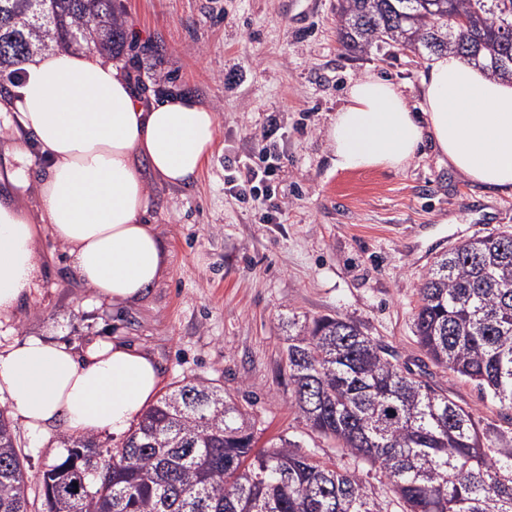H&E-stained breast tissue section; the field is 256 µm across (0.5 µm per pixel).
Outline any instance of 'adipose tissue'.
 Returning a JSON list of instances; mask_svg holds the SVG:
<instances>
[{
  "label": "adipose tissue",
  "mask_w": 512,
  "mask_h": 512,
  "mask_svg": "<svg viewBox=\"0 0 512 512\" xmlns=\"http://www.w3.org/2000/svg\"><path fill=\"white\" fill-rule=\"evenodd\" d=\"M21 68L25 84L0 101V133L12 140L0 184L35 185L41 224L98 299L142 300L168 262L147 219V179L192 181L215 141L217 113L188 95L145 98L120 64L94 52L46 51ZM421 94L415 111L401 85L375 74L354 81L327 130L336 169L401 170L427 144L489 197L512 195V79L441 53ZM39 226L0 198V318L34 286ZM161 383L153 356L118 339L77 351L28 338L0 350V394L36 434H124Z\"/></svg>",
  "instance_id": "adipose-tissue-1"
}]
</instances>
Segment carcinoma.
<instances>
[{"label": "carcinoma", "mask_w": 512, "mask_h": 512, "mask_svg": "<svg viewBox=\"0 0 512 512\" xmlns=\"http://www.w3.org/2000/svg\"><path fill=\"white\" fill-rule=\"evenodd\" d=\"M512 0H338L350 53L390 45L450 52L512 77ZM42 16L36 22L34 12ZM466 19L448 31V21ZM101 54L124 45L113 0H0V73L73 34ZM285 347L298 411L346 455L378 468L403 512H512V440L493 446L473 413L354 323L292 315ZM415 333L437 365L512 412V232L471 238L434 261L419 288ZM250 413L224 391L187 381L162 395L121 445L62 437L43 472L38 512H387L356 471L289 441L256 450ZM78 486H73V483ZM0 512H32L9 419L0 410Z\"/></svg>", "instance_id": "obj_1"}]
</instances>
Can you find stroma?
<instances>
[{"label":"stroma","instance_id":"1","mask_svg":"<svg viewBox=\"0 0 512 512\" xmlns=\"http://www.w3.org/2000/svg\"><path fill=\"white\" fill-rule=\"evenodd\" d=\"M337 0H116L126 42L115 58L145 96L189 94L220 129L198 177L148 185L149 220L170 253L148 295L130 306L97 301L79 285L67 249L42 230L37 287L0 344L28 337L82 348L118 338L147 349L162 390L202 378L255 418L258 445L298 444L358 469L370 494L398 512L380 471L312 431L294 404L281 321L340 317L388 348L400 367L427 371L481 427L512 435V421L478 388L436 366L414 336L418 289L436 257L472 237L512 230V196L479 199L431 146L400 171H341L327 129L348 87L373 73L405 87L419 110L429 54L393 48L354 55L338 40ZM280 116L281 224L260 223L224 189L225 160L258 149L255 132ZM29 489L62 451L61 431L11 421Z\"/></svg>","mask_w":512,"mask_h":512}]
</instances>
